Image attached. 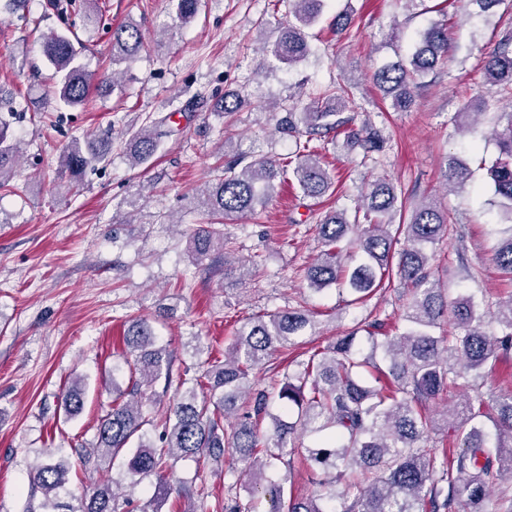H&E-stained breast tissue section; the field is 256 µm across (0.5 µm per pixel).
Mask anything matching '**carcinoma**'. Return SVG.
<instances>
[{"label": "carcinoma", "instance_id": "obj_1", "mask_svg": "<svg viewBox=\"0 0 512 512\" xmlns=\"http://www.w3.org/2000/svg\"><path fill=\"white\" fill-rule=\"evenodd\" d=\"M177 19L187 24L197 15L199 0H171ZM322 0H289L294 21L282 28L271 44L270 55L293 65L311 51L306 29L318 18ZM87 26L98 28L106 19L95 0L81 4ZM144 47L137 24L127 22L112 29V63L139 55ZM41 52L57 79L58 97L67 106L85 104L95 83L94 74L78 63V50L63 31L41 36ZM448 20L442 19L423 31L408 63L387 65L375 73V81L391 98L395 112H409L415 104L420 80L448 57ZM486 85L495 93L512 96V29L501 32L494 49L484 61ZM346 84L331 83L321 88L304 111L285 110L278 131L288 135L295 149L284 157H261L244 163L239 156L228 161L213 176L199 196L198 208L207 222L197 225L192 242L198 263L224 250V231L219 219L236 220L257 216L271 198L273 182L291 175L303 196L318 198L333 187V180L317 158L310 142L323 133L339 131L345 124L341 114L351 100ZM20 113L13 98L0 97V190L15 163L18 142L11 133L10 119ZM167 117L161 116L141 128L126 143L131 165L148 163L156 154ZM492 136L498 156L488 167L494 200L507 227L494 248L493 260L503 277L512 282V108L499 113ZM346 144L363 154L382 150L381 131L366 123L345 133ZM112 152V136L95 134L72 141L60 158V169L68 173L67 191L78 188L88 168L103 163ZM445 187L465 184L471 177L467 164L455 155L442 167ZM398 186L383 178L355 209L332 210L321 218L318 235L324 247L320 257L307 268L311 290L320 292L335 285L353 296L351 303L366 299L376 289L398 279L412 289L404 321L406 329L390 334L380 322H363L336 338L323 351L310 356L302 369L285 377L278 399L288 418L269 410L268 395L256 390L250 375L277 349L294 343V338L313 331L310 314L279 309L258 315L243 324L224 361L210 365L200 375L184 371L179 399L167 407L164 430L153 442L136 436L146 423L139 400L160 378H170L171 356L156 346L151 326L132 321L124 341L134 354L129 365L133 377L129 400H113L112 409L101 417L97 440L82 450L81 458L120 455L128 457L127 473L143 480L155 476L159 488L169 491L165 476L171 458H192L198 464L224 463V451L232 450L249 468L263 470L269 460H283L288 446L304 436L319 435L306 448L307 460L328 478L310 497L289 496L283 488L269 489L275 512H335L329 504L341 499L340 512H512V494L493 491L504 474L512 473V394L497 395L472 386L473 396L441 412L443 423L451 424L457 446L438 457L424 443V434L434 419L425 403L437 398L458 378L481 374V370L512 353V297L495 301L479 310L469 298L448 300V289L434 278L433 254L427 248L447 237L448 211L434 201H422L407 209L399 201ZM404 233V244L389 228ZM355 239L358 252L347 251ZM451 318L454 331L436 336L432 329L443 318ZM490 324L497 330L488 332ZM370 354H363L364 346ZM382 351L380 366L376 352ZM85 387L74 384L62 395L65 416L83 407ZM245 412H240V409ZM240 414L235 421L229 417ZM270 419L272 444L261 446L258 422ZM495 429L489 440L484 420ZM68 468L63 460L48 457L34 467L31 477L41 490L45 512H122L113 489L114 478L101 474L83 490L81 507L59 497L66 484ZM342 490H336L337 485Z\"/></svg>", "mask_w": 512, "mask_h": 512}]
</instances>
